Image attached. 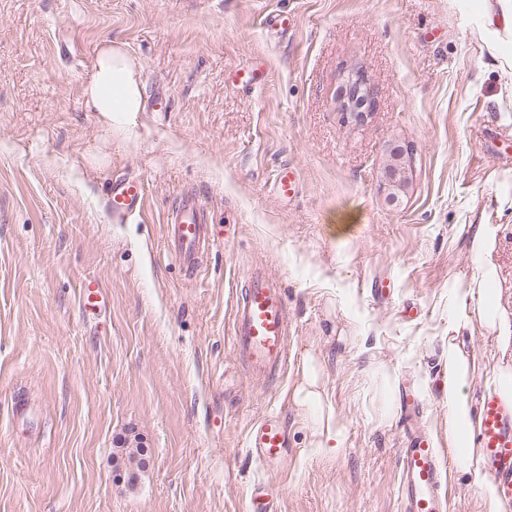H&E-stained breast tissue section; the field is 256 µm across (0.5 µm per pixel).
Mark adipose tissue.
<instances>
[{"label": "adipose tissue", "instance_id": "ef3b65f1", "mask_svg": "<svg viewBox=\"0 0 512 512\" xmlns=\"http://www.w3.org/2000/svg\"><path fill=\"white\" fill-rule=\"evenodd\" d=\"M469 12L477 20V31L512 92V0H471ZM83 104L94 112L105 136L123 135L141 110L142 85L139 65L121 45L106 41L98 50L94 71L83 88ZM498 227H474L472 247L477 255V276L468 287L448 291V328L456 332L480 323L506 362L488 377V389L512 398V310L502 303L498 288L495 241ZM444 393L448 401V437L444 445L456 475L478 487L484 512H500L495 484L483 472L475 444L479 418L469 395L472 378L480 370L477 355L465 354L456 341H449ZM293 399L303 408L311 430L310 445L331 452L343 448L346 433L324 390L321 369L313 354H306Z\"/></svg>", "mask_w": 512, "mask_h": 512}]
</instances>
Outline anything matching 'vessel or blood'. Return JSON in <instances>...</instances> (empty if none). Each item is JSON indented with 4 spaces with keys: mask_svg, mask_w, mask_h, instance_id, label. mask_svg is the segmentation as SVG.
<instances>
[{
    "mask_svg": "<svg viewBox=\"0 0 512 512\" xmlns=\"http://www.w3.org/2000/svg\"><path fill=\"white\" fill-rule=\"evenodd\" d=\"M145 186L136 176L123 174L112 180L108 213L121 223L142 214ZM164 235L168 247L189 276L202 273V258L218 235L203 201L182 196L168 212ZM84 307L100 309L106 296L100 282L81 284ZM232 351L251 377L275 378L288 362V307L279 278L267 270L253 269L245 276V288L232 311ZM481 429L477 437L485 472L494 480L505 512H512V400L497 392L485 393L478 401ZM246 446L260 463L281 462L288 434L280 419L266 414L249 429ZM442 451L431 435L416 431L399 454L398 494L402 512H447L448 497L442 492Z\"/></svg>",
    "mask_w": 512,
    "mask_h": 512,
    "instance_id": "obj_1",
    "label": "vessel or blood"
}]
</instances>
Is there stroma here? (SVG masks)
<instances>
[{"label": "stroma", "instance_id": "1", "mask_svg": "<svg viewBox=\"0 0 512 512\" xmlns=\"http://www.w3.org/2000/svg\"><path fill=\"white\" fill-rule=\"evenodd\" d=\"M467 0H0V512H246L265 479L274 512H401L406 427L446 432L440 382L448 290L471 274V225L499 227L512 290V102ZM294 15L272 33L267 15ZM141 66L143 110L112 162L91 169L102 132L82 100L102 41ZM264 65L256 88L232 82ZM363 67L372 116L345 126L339 75ZM411 146L409 185H386L389 153ZM299 193L278 199L279 166ZM131 174L148 208L122 224L107 185ZM230 230L189 279L167 251L180 194ZM252 266L287 294L291 357L277 382L234 359L231 317ZM98 278L105 310L82 312ZM479 396L499 354L483 328ZM313 353L348 446L310 448L292 400ZM411 382L409 422L384 418L383 373ZM279 414L287 462L266 466L248 426ZM139 437L135 483L114 442Z\"/></svg>", "mask_w": 512, "mask_h": 512}]
</instances>
